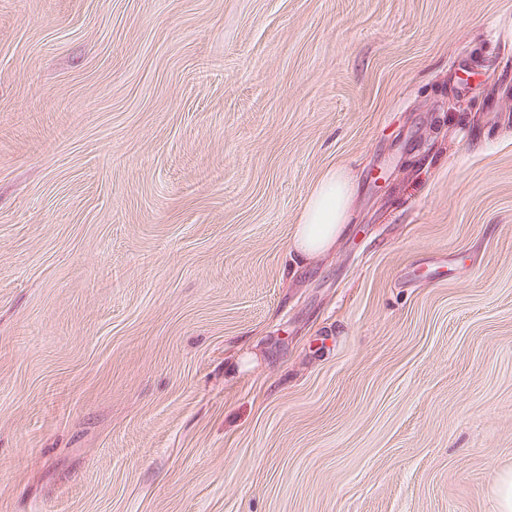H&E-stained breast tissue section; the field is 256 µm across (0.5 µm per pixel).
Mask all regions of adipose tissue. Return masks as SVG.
I'll use <instances>...</instances> for the list:
<instances>
[{
  "label": "adipose tissue",
  "mask_w": 512,
  "mask_h": 512,
  "mask_svg": "<svg viewBox=\"0 0 512 512\" xmlns=\"http://www.w3.org/2000/svg\"><path fill=\"white\" fill-rule=\"evenodd\" d=\"M354 185L346 172H326L311 190L291 240L297 259L331 250L346 231Z\"/></svg>",
  "instance_id": "1"
}]
</instances>
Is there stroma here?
Listing matches in <instances>:
<instances>
[{
  "label": "stroma",
  "instance_id": "obj_1",
  "mask_svg": "<svg viewBox=\"0 0 512 512\" xmlns=\"http://www.w3.org/2000/svg\"><path fill=\"white\" fill-rule=\"evenodd\" d=\"M510 470L512 0H0V512H498ZM354 184L340 170L326 172L311 190L291 240L292 255L303 266L307 259L331 250L346 231Z\"/></svg>",
  "mask_w": 512,
  "mask_h": 512
}]
</instances>
